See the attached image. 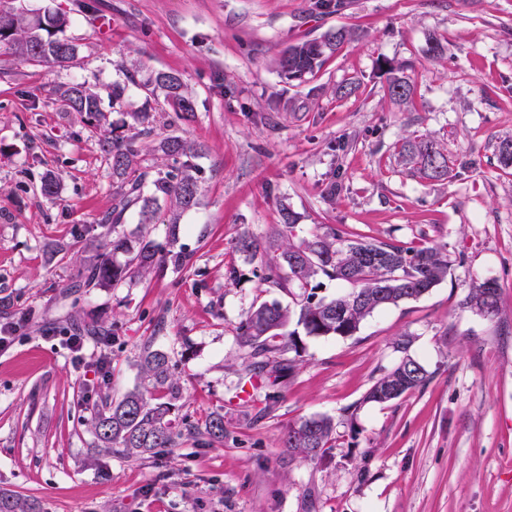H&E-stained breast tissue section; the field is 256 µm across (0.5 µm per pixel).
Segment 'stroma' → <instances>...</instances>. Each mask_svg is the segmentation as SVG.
I'll return each mask as SVG.
<instances>
[{"label":"stroma","mask_w":512,"mask_h":512,"mask_svg":"<svg viewBox=\"0 0 512 512\" xmlns=\"http://www.w3.org/2000/svg\"><path fill=\"white\" fill-rule=\"evenodd\" d=\"M12 8L66 14L81 53L59 68L0 44V321L28 317L0 351V488L45 512H512V167L498 158L512 138V0H0ZM337 28L352 36L315 76L280 75L284 48ZM434 40L446 53L432 59ZM390 65L414 81L412 104L389 98ZM157 71L179 73L196 103L190 121L157 111L155 130L203 146L199 200L150 224L129 212L123 229L163 245L178 220L188 263L78 287L112 176L100 129L63 112L53 89L84 81L105 98L125 84L108 112L120 126ZM348 83L355 93L339 95ZM426 137L459 162L456 176L426 180L402 161V142ZM47 174L60 183L52 200L38 190ZM284 203L300 215L296 238L333 228L435 245L452 266L354 336L304 337L273 386L246 375L236 328L252 305L292 297L236 241L276 238ZM488 277L499 285L493 320L463 304ZM74 323L106 339V371L91 359L74 367L60 333ZM147 348L168 355L177 382L176 447L89 462L97 406L139 386ZM405 354L427 384L365 401ZM215 414L220 444L204 433ZM312 417L330 418L333 433L307 461L280 439Z\"/></svg>","instance_id":"obj_1"}]
</instances>
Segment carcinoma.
Masks as SVG:
<instances>
[{
  "mask_svg": "<svg viewBox=\"0 0 512 512\" xmlns=\"http://www.w3.org/2000/svg\"><path fill=\"white\" fill-rule=\"evenodd\" d=\"M69 18L62 13L30 17L22 12H0V43L8 44L13 54L30 63H52L61 68L73 64L80 46L62 36ZM350 33L336 29L319 39L288 46L278 58V68L290 81H301L319 70L330 55L348 40ZM146 100L140 112L129 113L130 132L116 133L102 107L101 97L86 83H67L55 89L60 107L82 123L103 129L100 150L107 157L112 174V209L102 216L99 232L86 243L84 264L88 269L85 286L110 288L133 273L144 275L154 267L186 265L181 251L166 249L143 235L132 239L119 231L126 214L135 209L139 222L150 224L157 217L161 203L173 209L170 233L176 237L178 217L198 202L199 182L193 159L202 149L170 134L157 141L155 113L151 99L161 96L167 106L181 118L193 116L194 103L182 77L174 72L158 71L143 84ZM387 92L396 102H408L416 95V86L402 74V68H389ZM399 154L412 164L421 177L444 181L454 163L447 151L430 139L407 140ZM282 229L279 240L262 245L251 235H242L236 249L253 262L262 253H273L264 262L262 280L284 292L299 290L296 307L291 309L274 301L252 307L237 327V337L250 358L251 376H276L286 369L277 356L286 351L299 352L302 340L297 331L288 330L292 319L303 327L307 336L347 337L360 329L362 322L375 311L420 298L448 277L451 262L448 254L433 246L404 247L394 243L345 237L331 229L299 243L293 230L299 215L286 205L280 208ZM125 261L118 263L115 256ZM327 278L353 285L352 291L328 301L314 300L312 290L320 287L318 279ZM465 305L480 315L493 319L500 313L498 284L483 281L472 287ZM341 316H336V313ZM140 372L146 385L126 392L118 399H105L90 425L95 436V453H115L125 458L144 459L165 448L175 447V421L170 418L171 403H150L148 394L163 392L174 400L177 384L170 372L168 357L160 350H144ZM428 372L409 355L380 376L365 396V401L389 403L426 384ZM333 432L331 419H306L288 427L281 447L318 458ZM211 443L224 442V416H214L206 426ZM0 512H44L33 498L0 488Z\"/></svg>",
  "mask_w": 512,
  "mask_h": 512,
  "instance_id": "cac0c4a2",
  "label": "carcinoma"
}]
</instances>
